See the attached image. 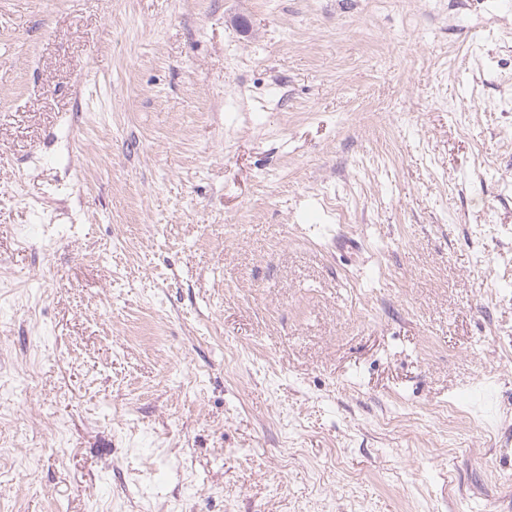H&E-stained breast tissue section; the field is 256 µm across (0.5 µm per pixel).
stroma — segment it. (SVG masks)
I'll list each match as a JSON object with an SVG mask.
<instances>
[{
  "mask_svg": "<svg viewBox=\"0 0 512 512\" xmlns=\"http://www.w3.org/2000/svg\"><path fill=\"white\" fill-rule=\"evenodd\" d=\"M0 512H512V7L0 0Z\"/></svg>",
  "mask_w": 512,
  "mask_h": 512,
  "instance_id": "obj_1",
  "label": "stroma"
}]
</instances>
